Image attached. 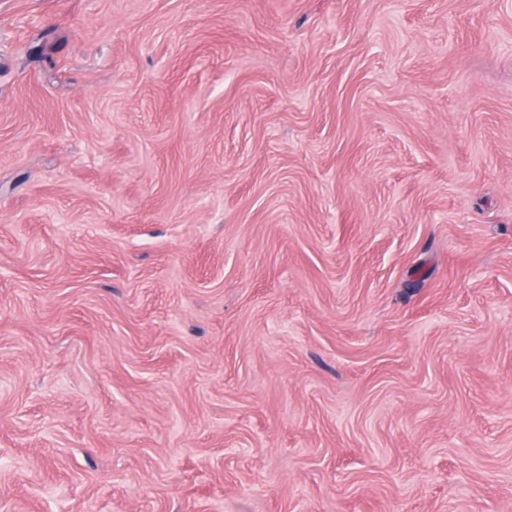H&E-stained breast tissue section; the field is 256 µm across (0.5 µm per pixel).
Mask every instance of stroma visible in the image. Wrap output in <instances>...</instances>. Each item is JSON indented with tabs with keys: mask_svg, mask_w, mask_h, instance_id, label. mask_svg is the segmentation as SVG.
Returning <instances> with one entry per match:
<instances>
[{
	"mask_svg": "<svg viewBox=\"0 0 512 512\" xmlns=\"http://www.w3.org/2000/svg\"><path fill=\"white\" fill-rule=\"evenodd\" d=\"M0 512H512V0H0Z\"/></svg>",
	"mask_w": 512,
	"mask_h": 512,
	"instance_id": "35a3bbf8",
	"label": "stroma"
}]
</instances>
